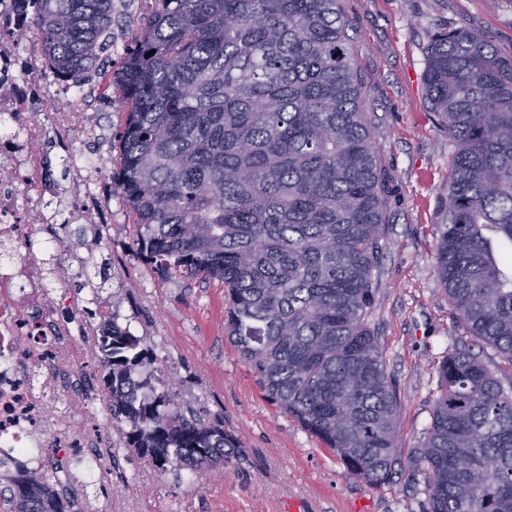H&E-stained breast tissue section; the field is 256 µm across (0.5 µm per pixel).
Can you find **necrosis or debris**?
<instances>
[{
  "instance_id": "obj_1",
  "label": "necrosis or debris",
  "mask_w": 512,
  "mask_h": 512,
  "mask_svg": "<svg viewBox=\"0 0 512 512\" xmlns=\"http://www.w3.org/2000/svg\"><path fill=\"white\" fill-rule=\"evenodd\" d=\"M30 0H0V449L15 459L45 462L81 444L84 432L98 430V410L87 412L83 433L56 432L48 420L53 384L48 351L69 357L64 336L50 327V300L43 294V255L56 247L38 226L51 205L69 209L70 222L99 223L97 189L108 177L103 160L86 147L65 146L63 159L75 183L59 188L53 161L39 150L55 127L45 111L67 118L79 137L97 134L82 112L83 82L62 78L27 50Z\"/></svg>"
}]
</instances>
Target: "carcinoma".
Segmentation results:
<instances>
[{"mask_svg":"<svg viewBox=\"0 0 512 512\" xmlns=\"http://www.w3.org/2000/svg\"><path fill=\"white\" fill-rule=\"evenodd\" d=\"M115 76L128 104L119 187L136 252L166 279L224 283L228 338L268 396L383 483L400 402L368 318L385 238L378 156L337 0H144ZM113 0H35L40 51L80 77L112 46ZM423 80L454 145L436 269L470 336L512 366V60L466 28L436 32ZM98 367L126 446L162 472L240 453L184 412L146 337L100 313ZM414 449L428 512H512V387L456 349ZM45 474L0 457V512H73Z\"/></svg>","mask_w":512,"mask_h":512,"instance_id":"carcinoma-1","label":"carcinoma"}]
</instances>
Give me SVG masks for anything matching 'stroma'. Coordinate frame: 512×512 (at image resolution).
I'll use <instances>...</instances> for the list:
<instances>
[{"instance_id":"stroma-1","label":"stroma","mask_w":512,"mask_h":512,"mask_svg":"<svg viewBox=\"0 0 512 512\" xmlns=\"http://www.w3.org/2000/svg\"><path fill=\"white\" fill-rule=\"evenodd\" d=\"M348 47L362 87L384 185L386 234L369 319L379 337L400 400L399 466L376 485L349 473L319 438L285 415L240 359L225 328L224 286L218 281L162 278L135 253L137 226L117 183L106 184L102 224H70L66 231L80 260L68 266L74 284L92 281L136 335L154 345L157 367L179 403L220 419L245 450L243 461L192 476L161 474L151 460L125 447L103 425L100 452L111 453L103 483L81 501L88 512H282L286 498L306 499L309 512H427L407 463L422 443L439 395L438 368L462 345L479 350L502 384L512 366L469 336L438 286L436 226L452 147L426 97L425 49L442 28L478 32L495 53L512 59V0H338ZM142 0H114L112 46L89 79L86 108L98 114L99 137L90 149L118 156L127 105L113 77L129 46L127 26ZM59 387L78 382L55 412L62 430L85 423L84 393L106 390L94 371L73 374L57 361Z\"/></svg>"}]
</instances>
